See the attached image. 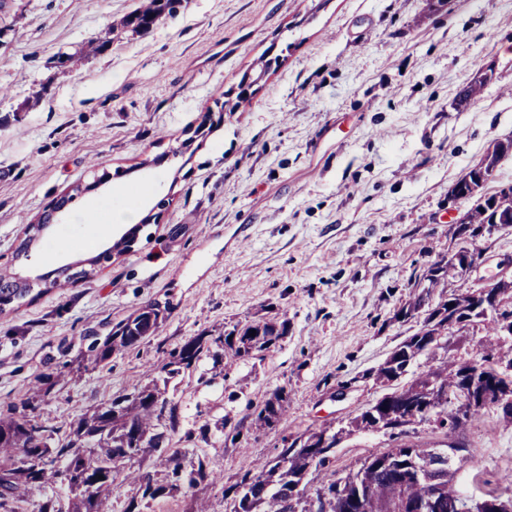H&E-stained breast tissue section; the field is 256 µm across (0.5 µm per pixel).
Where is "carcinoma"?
<instances>
[{
    "label": "carcinoma",
    "instance_id": "carcinoma-1",
    "mask_svg": "<svg viewBox=\"0 0 512 512\" xmlns=\"http://www.w3.org/2000/svg\"><path fill=\"white\" fill-rule=\"evenodd\" d=\"M175 14L173 0H143L135 11L138 19L152 25L164 16ZM482 88V83L476 80L466 86L459 95L458 110H465L478 101ZM468 214L472 224L498 222L512 227V186L489 195L482 203L473 204ZM449 264L448 257L443 256L424 270V292L409 299L399 309L397 316L401 320L415 317L434 290L448 287V278L440 271L447 269ZM30 292L27 286L12 282L8 275H0V298L6 296L19 300ZM453 313L457 314L459 330L485 318L481 312H472L471 302L463 293L454 297ZM164 319L165 310L158 304L139 308L114 324L103 340L92 342L90 359L96 365L108 361L116 350L135 346L152 335ZM448 319V295L442 292L439 300L428 310L419 331L403 340L379 366L377 379L390 383L407 372L419 355L431 350L429 343L433 337L448 335ZM287 331L286 320L280 323L259 321L224 334V347L236 359L253 357L269 349ZM500 336L498 320L493 317L487 324V348L480 360L459 365H450L444 360L429 366L410 384L402 387L407 401L405 410H400L393 396L387 393L374 404L361 409L350 422L351 427L374 430L380 420L385 427L396 430L407 426L406 415L414 414L420 422L432 419L440 427L454 430L465 422L478 419L480 413L477 409L462 421L446 406L438 412L423 413L425 401L420 389L437 386L446 389L448 396L454 398L466 387V372L472 371L480 379L493 377V374L482 370V366L495 357L494 341ZM207 353L209 339L196 336L175 348L160 371L173 377L195 367ZM122 400L121 404L114 399L97 407L91 415L78 421L65 442L57 445L52 443V434L35 422L31 415L35 406L31 402L23 403L20 412L11 408L0 416V512H16L20 489L41 486L55 479L65 484L73 495L72 512H107L106 491L126 462L163 447L167 431L159 430L162 414L168 413L170 430L177 426L176 407L155 386L136 385ZM284 401V389L274 391L257 420L269 425L279 419ZM128 421L137 431L138 438L133 439L127 433ZM287 454L291 457L288 466H280L275 457L258 466L256 472L246 471L239 480L224 489V496L232 497V512H307L303 507L301 485L308 463L302 452L295 448L281 449L280 455ZM429 478L440 481L443 496L440 512H457V503L463 495L449 485L447 459L437 453L428 457L426 449L415 445L398 448L394 457L371 454L357 470L329 481L321 491L333 498L350 500L361 490L370 488L372 495L365 500L363 512H397L404 502L426 497ZM135 480L144 498L155 500L173 494L169 482L159 483L148 473L136 475Z\"/></svg>",
    "mask_w": 512,
    "mask_h": 512
}]
</instances>
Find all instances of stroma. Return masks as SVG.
<instances>
[{
    "label": "stroma",
    "mask_w": 512,
    "mask_h": 512,
    "mask_svg": "<svg viewBox=\"0 0 512 512\" xmlns=\"http://www.w3.org/2000/svg\"><path fill=\"white\" fill-rule=\"evenodd\" d=\"M138 5L0 0V274L35 277L113 245L124 226L87 235L88 207L105 223L131 206L150 219L90 280L0 313V409L32 400L61 441L98 405L165 384L179 417L166 446L205 474L148 506L118 475L111 512H230L225 487L275 457L284 435L322 427L343 436L331 464L308 472L305 497L371 454L453 441L470 450L459 491L512 498V418L498 407L451 433L428 422L348 429L389 391L374 370L422 325L395 321L396 310L460 243L452 218L470 204H449L450 187L512 135V0H184L145 33L113 31ZM246 72L260 79L243 97ZM479 73L481 98L456 110ZM97 172L120 179L78 196L14 260L23 225ZM468 245L478 264L450 289L512 276V227ZM149 303L167 309L151 336L89 360L94 338ZM259 320L287 321V336L228 362L220 336ZM199 335L209 354L165 379L170 351ZM449 338L403 383L484 352L483 324ZM43 373L57 379L47 394L33 390ZM279 388L286 411L264 426L257 415Z\"/></svg>",
    "instance_id": "35a3bbf8"
}]
</instances>
